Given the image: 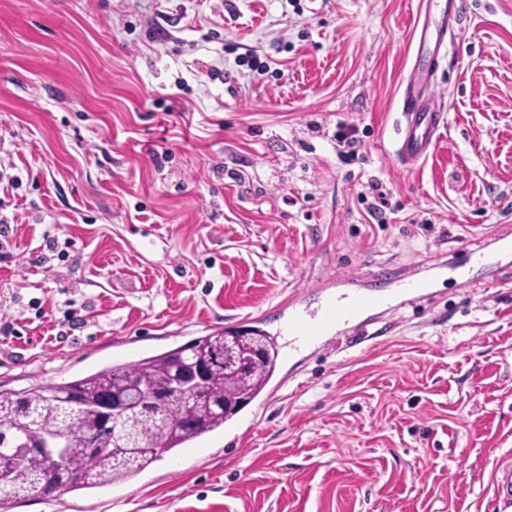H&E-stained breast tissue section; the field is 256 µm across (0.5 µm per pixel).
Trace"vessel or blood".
Here are the masks:
<instances>
[{
	"instance_id": "1",
	"label": "vessel or blood",
	"mask_w": 512,
	"mask_h": 512,
	"mask_svg": "<svg viewBox=\"0 0 512 512\" xmlns=\"http://www.w3.org/2000/svg\"><path fill=\"white\" fill-rule=\"evenodd\" d=\"M438 8V16H425L422 23L417 55L420 64L414 65L401 98V121L393 143L394 154L402 164L409 165L426 159L433 153L446 126L442 104L434 99L436 73L440 50L447 46L448 36L455 29L459 13L457 0H430ZM495 252L485 251L483 245L466 251L463 258H449L447 269L465 279L473 267L490 264L495 253L512 252V232L498 231L494 238ZM432 280L419 275L409 276L400 290L409 302L428 296ZM389 295L368 293L345 281L343 288L329 295L316 311L294 310L288 314L286 333L288 347L299 350L322 347L341 339L346 332L367 336L366 314L388 304ZM493 493L504 506H512V464L498 461L492 472Z\"/></svg>"
}]
</instances>
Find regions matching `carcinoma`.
I'll return each mask as SVG.
<instances>
[{
  "label": "carcinoma",
  "instance_id": "1",
  "mask_svg": "<svg viewBox=\"0 0 512 512\" xmlns=\"http://www.w3.org/2000/svg\"><path fill=\"white\" fill-rule=\"evenodd\" d=\"M256 336L267 348V356L253 361L247 373L219 370L209 377L203 391L162 405L156 416H144L139 427L140 451L128 458L91 454L94 440L112 441V424L102 421L95 411L102 397L114 389L132 394L145 386L163 399L180 366L224 349L226 338L248 352ZM277 358L272 338L257 330H217L168 352L115 363L81 379L0 393V452H10L22 443L34 447L47 438H58L68 448L70 466L82 471L80 479L68 482L59 474L45 473L41 454L33 453L11 476L5 495L26 497L44 478L57 479L66 489L103 487L133 478L160 454L223 428L263 392L274 375Z\"/></svg>",
  "mask_w": 512,
  "mask_h": 512
}]
</instances>
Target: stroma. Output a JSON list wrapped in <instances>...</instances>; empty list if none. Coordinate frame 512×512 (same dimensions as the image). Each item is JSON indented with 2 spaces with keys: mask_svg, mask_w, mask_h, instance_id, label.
Returning a JSON list of instances; mask_svg holds the SVG:
<instances>
[{
  "mask_svg": "<svg viewBox=\"0 0 512 512\" xmlns=\"http://www.w3.org/2000/svg\"><path fill=\"white\" fill-rule=\"evenodd\" d=\"M421 9L0 0V391L214 330L274 336L328 282L389 293L512 225V0H461L435 87L448 124L404 166ZM432 293L370 311V341L279 354L282 388L233 432L7 512H503L512 254ZM492 486L493 493L498 500L505 507L504 509L512 506V464L508 455V462L504 459H499L492 472Z\"/></svg>",
  "mask_w": 512,
  "mask_h": 512,
  "instance_id": "1",
  "label": "stroma"
}]
</instances>
